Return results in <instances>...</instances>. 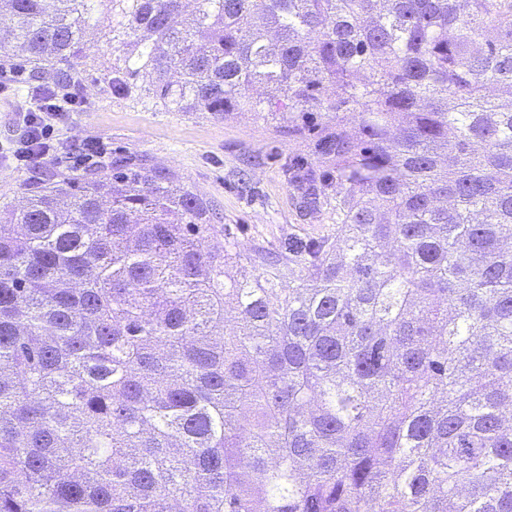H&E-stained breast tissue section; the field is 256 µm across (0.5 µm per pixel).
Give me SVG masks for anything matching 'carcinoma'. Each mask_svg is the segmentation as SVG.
Instances as JSON below:
<instances>
[{
  "label": "carcinoma",
  "mask_w": 512,
  "mask_h": 512,
  "mask_svg": "<svg viewBox=\"0 0 512 512\" xmlns=\"http://www.w3.org/2000/svg\"><path fill=\"white\" fill-rule=\"evenodd\" d=\"M114 14L115 92L336 123V230L243 258L142 163L1 208L0 512H512V0H0V50L64 89Z\"/></svg>",
  "instance_id": "obj_1"
}]
</instances>
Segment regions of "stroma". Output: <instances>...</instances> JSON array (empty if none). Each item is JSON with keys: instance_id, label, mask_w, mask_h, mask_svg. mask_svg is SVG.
<instances>
[{"instance_id": "obj_1", "label": "stroma", "mask_w": 512, "mask_h": 512, "mask_svg": "<svg viewBox=\"0 0 512 512\" xmlns=\"http://www.w3.org/2000/svg\"><path fill=\"white\" fill-rule=\"evenodd\" d=\"M124 54L107 31L86 32V48L71 63L79 75L85 106L71 113L60 136L66 154L26 165L0 161V204L18 202L26 185L49 178L91 177L94 165L74 168L70 158L88 140L102 142L110 161L135 160L174 173L182 184L212 201L238 252L286 255L289 239L318 237L333 230L331 206L301 207L286 169L305 162L323 170L316 151L318 120H295L282 112L263 120L251 112L216 118L206 112H176L153 96L148 74L133 93L112 90V66Z\"/></svg>"}]
</instances>
